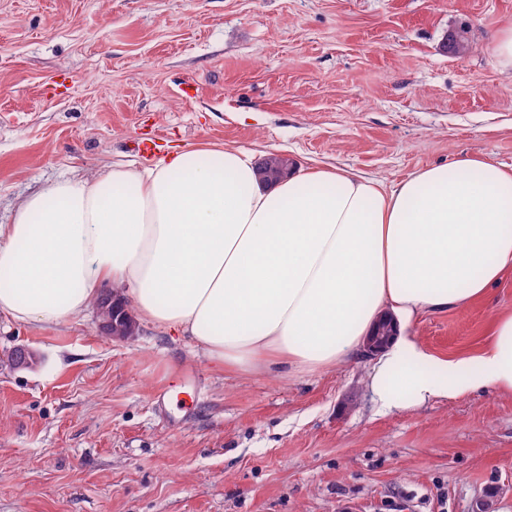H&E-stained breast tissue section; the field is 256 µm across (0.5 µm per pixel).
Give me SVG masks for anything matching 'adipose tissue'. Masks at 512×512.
I'll return each mask as SVG.
<instances>
[{"label": "adipose tissue", "instance_id": "ef3b65f1", "mask_svg": "<svg viewBox=\"0 0 512 512\" xmlns=\"http://www.w3.org/2000/svg\"><path fill=\"white\" fill-rule=\"evenodd\" d=\"M510 265L512 168L464 157L389 185L338 167L269 183L247 151L188 145L25 197L0 224V314L54 326L109 283L216 366L296 373L358 356L388 315L397 334L368 383L390 412L512 392V312L472 358H438L408 333L486 294Z\"/></svg>", "mask_w": 512, "mask_h": 512}]
</instances>
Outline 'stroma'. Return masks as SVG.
Listing matches in <instances>:
<instances>
[{"mask_svg":"<svg viewBox=\"0 0 512 512\" xmlns=\"http://www.w3.org/2000/svg\"><path fill=\"white\" fill-rule=\"evenodd\" d=\"M511 28L512 0H0V224L49 183L185 144L389 183L466 156L512 166L494 52ZM511 311L512 265L409 333L473 357ZM369 364L242 372L143 323L112 340L92 309L51 328L1 314L0 512H512V392L382 412Z\"/></svg>","mask_w":512,"mask_h":512,"instance_id":"obj_1","label":"stroma"}]
</instances>
